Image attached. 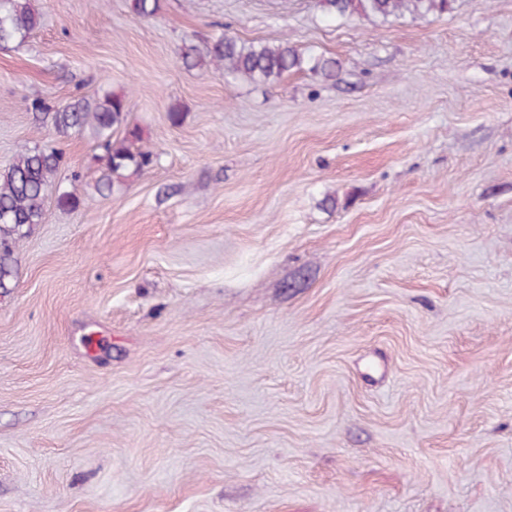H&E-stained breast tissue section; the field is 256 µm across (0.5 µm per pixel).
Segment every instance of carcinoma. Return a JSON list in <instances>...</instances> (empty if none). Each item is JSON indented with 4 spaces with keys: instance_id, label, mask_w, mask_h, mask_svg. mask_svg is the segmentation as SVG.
Listing matches in <instances>:
<instances>
[{
    "instance_id": "carcinoma-1",
    "label": "carcinoma",
    "mask_w": 512,
    "mask_h": 512,
    "mask_svg": "<svg viewBox=\"0 0 512 512\" xmlns=\"http://www.w3.org/2000/svg\"><path fill=\"white\" fill-rule=\"evenodd\" d=\"M331 12L357 14L366 18L440 16L453 9L454 0H322ZM130 12L138 18H150L159 11V0H129ZM40 25V16L30 0H0V46L23 44ZM180 57L187 68L205 63L224 68L229 75L242 76L259 83H273L291 70H309L330 76L336 61L305 58L283 41L276 45L245 43L224 35L200 52L194 45L181 48ZM125 97L106 92L101 96L80 98L44 112L56 135L67 138L73 131L89 135L103 154L96 190L110 193L131 174H140L154 164L152 151L140 145V131L132 129L121 140L113 138L114 128L127 118ZM64 151L57 146L24 147L12 161L0 167V289L11 287L16 276L14 248L30 229L43 221L45 202L63 165Z\"/></svg>"
}]
</instances>
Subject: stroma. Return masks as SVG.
I'll return each instance as SVG.
<instances>
[{
  "label": "stroma",
  "mask_w": 512,
  "mask_h": 512,
  "mask_svg": "<svg viewBox=\"0 0 512 512\" xmlns=\"http://www.w3.org/2000/svg\"><path fill=\"white\" fill-rule=\"evenodd\" d=\"M31 3L0 167L106 91L157 163L102 196L62 143L80 205L0 292V512H512V0ZM224 34L336 75L183 66ZM324 6L340 16L357 14L366 18L440 16L451 12L455 0H321Z\"/></svg>",
  "instance_id": "1"
}]
</instances>
